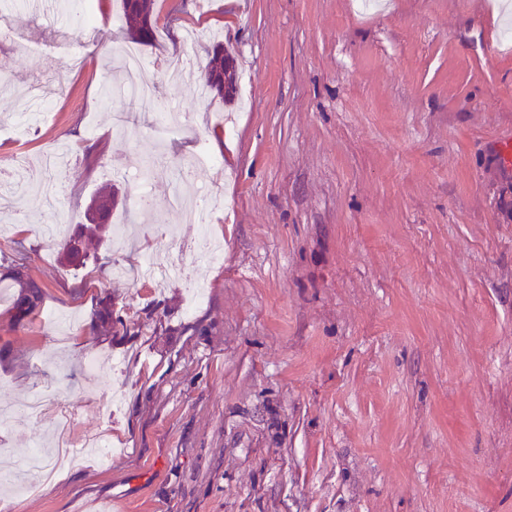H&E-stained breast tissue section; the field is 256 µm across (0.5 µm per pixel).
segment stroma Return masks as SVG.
Segmentation results:
<instances>
[{"mask_svg":"<svg viewBox=\"0 0 512 512\" xmlns=\"http://www.w3.org/2000/svg\"><path fill=\"white\" fill-rule=\"evenodd\" d=\"M139 47L183 132L104 82L130 45L117 0L97 33L64 0L0 8V276L24 266L39 311L0 302V405L48 394L74 439L108 435L13 512H512V0H157ZM231 50L241 98L200 97L167 67ZM126 125L115 132L117 113ZM216 157L197 167L199 146ZM221 200V262L185 259L199 225L144 162ZM131 178L117 181L113 170ZM115 183L127 244L61 264L60 243ZM181 263L163 282L145 257ZM112 326L99 327L102 297ZM53 415L0 431L13 470Z\"/></svg>","mask_w":512,"mask_h":512,"instance_id":"stroma-1","label":"stroma"}]
</instances>
